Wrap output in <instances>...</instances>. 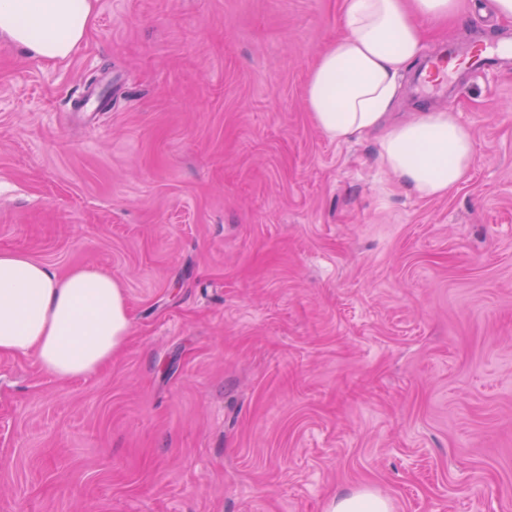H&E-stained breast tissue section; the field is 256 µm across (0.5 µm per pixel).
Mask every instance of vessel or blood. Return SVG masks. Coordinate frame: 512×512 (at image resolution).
I'll list each match as a JSON object with an SVG mask.
<instances>
[{
  "mask_svg": "<svg viewBox=\"0 0 512 512\" xmlns=\"http://www.w3.org/2000/svg\"><path fill=\"white\" fill-rule=\"evenodd\" d=\"M461 60L474 73H482L512 60V48L504 46L483 47L459 54L456 47H449L446 55L434 58L416 77V88L420 95L445 94L452 90L450 65Z\"/></svg>",
  "mask_w": 512,
  "mask_h": 512,
  "instance_id": "1",
  "label": "vessel or blood"
}]
</instances>
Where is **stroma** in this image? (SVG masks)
I'll use <instances>...</instances> for the list:
<instances>
[{
  "label": "stroma",
  "mask_w": 512,
  "mask_h": 512,
  "mask_svg": "<svg viewBox=\"0 0 512 512\" xmlns=\"http://www.w3.org/2000/svg\"><path fill=\"white\" fill-rule=\"evenodd\" d=\"M343 0H96L0 39V251L107 271L130 333L67 382L0 355V512H512V65L456 74L474 164L422 198L305 107ZM512 41L486 0L425 53ZM94 16V0H0V38L41 60H62L87 36ZM326 512H390L388 498L373 491H360L336 496L327 506Z\"/></svg>",
  "instance_id": "35a3bbf8"
}]
</instances>
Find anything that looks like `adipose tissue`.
Returning <instances> with one entry per match:
<instances>
[{"mask_svg":"<svg viewBox=\"0 0 512 512\" xmlns=\"http://www.w3.org/2000/svg\"><path fill=\"white\" fill-rule=\"evenodd\" d=\"M460 15V0H345L342 31L320 54L305 102L331 140L377 134L381 166L423 198L446 195L470 172L475 142L455 113L386 118L405 71L424 48L423 24ZM94 0H0V38L45 61L67 58L87 36ZM121 285L78 268L58 276L16 252H0V354L34 356L70 380L111 362L129 332Z\"/></svg>","mask_w":512,"mask_h":512,"instance_id":"1","label":"adipose tissue"}]
</instances>
